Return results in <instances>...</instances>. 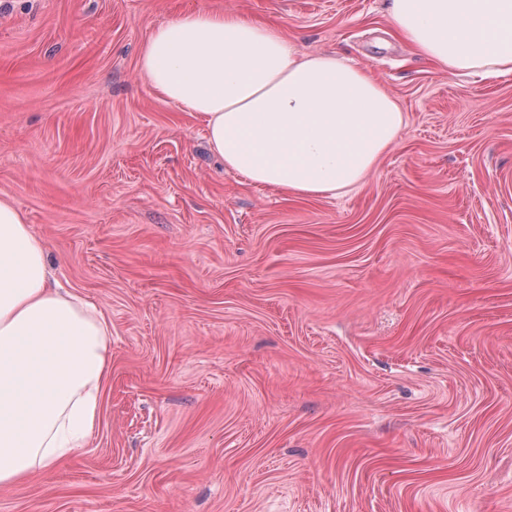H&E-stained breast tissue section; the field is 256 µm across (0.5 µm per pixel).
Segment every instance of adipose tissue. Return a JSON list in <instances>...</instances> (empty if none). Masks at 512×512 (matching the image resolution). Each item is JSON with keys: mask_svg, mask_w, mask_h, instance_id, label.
<instances>
[{"mask_svg": "<svg viewBox=\"0 0 512 512\" xmlns=\"http://www.w3.org/2000/svg\"><path fill=\"white\" fill-rule=\"evenodd\" d=\"M398 36L451 73H512V0H389ZM140 68L199 118L226 171L299 196L350 190L395 142L404 113L364 70L302 54L277 28L202 9L161 25ZM111 333L57 288L24 214L0 198V486H22L98 422Z\"/></svg>", "mask_w": 512, "mask_h": 512, "instance_id": "adipose-tissue-1", "label": "adipose tissue"}]
</instances>
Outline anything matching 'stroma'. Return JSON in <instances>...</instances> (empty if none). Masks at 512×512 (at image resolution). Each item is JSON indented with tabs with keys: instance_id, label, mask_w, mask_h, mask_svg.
Returning <instances> with one entry per match:
<instances>
[{
	"instance_id": "obj_1",
	"label": "stroma",
	"mask_w": 512,
	"mask_h": 512,
	"mask_svg": "<svg viewBox=\"0 0 512 512\" xmlns=\"http://www.w3.org/2000/svg\"><path fill=\"white\" fill-rule=\"evenodd\" d=\"M202 8L397 101L362 185L225 171L140 69ZM0 197L112 329L87 446L0 512H512V73L440 69L385 0H0Z\"/></svg>"
}]
</instances>
